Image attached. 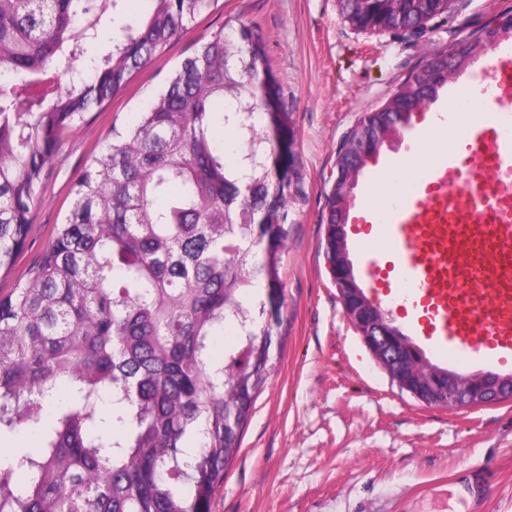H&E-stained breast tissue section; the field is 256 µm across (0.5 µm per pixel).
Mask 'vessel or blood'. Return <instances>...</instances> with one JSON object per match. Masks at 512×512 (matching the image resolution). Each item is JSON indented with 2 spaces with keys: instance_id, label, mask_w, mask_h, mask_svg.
Masks as SVG:
<instances>
[{
  "instance_id": "1",
  "label": "vessel or blood",
  "mask_w": 512,
  "mask_h": 512,
  "mask_svg": "<svg viewBox=\"0 0 512 512\" xmlns=\"http://www.w3.org/2000/svg\"><path fill=\"white\" fill-rule=\"evenodd\" d=\"M495 73L498 92L471 128L468 156L434 167L383 230L430 335L512 355V57Z\"/></svg>"
}]
</instances>
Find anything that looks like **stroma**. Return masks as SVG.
<instances>
[{"mask_svg": "<svg viewBox=\"0 0 512 512\" xmlns=\"http://www.w3.org/2000/svg\"><path fill=\"white\" fill-rule=\"evenodd\" d=\"M512 0H456L453 11L410 40L352 27L337 0H216L112 102L86 113L47 164L31 229L14 267L0 272V294L37 264L71 203V187L100 154L112 128L136 122L166 77L212 33L257 27L283 90L294 131L293 183L283 253L282 305L272 321L275 367L242 432L212 512H512V399L451 410L401 390L348 320L325 257L328 195L336 151L362 113L381 106L414 73L452 53ZM512 54V39L479 52L450 78L428 112H444L471 74ZM426 112L413 114L398 137L382 145L353 190L368 194L386 166L411 155L438 164L445 155L425 139ZM349 257L367 297L433 364L462 374L512 375V361L478 348L444 352L416 328L411 301L378 296L366 252L347 223ZM477 471L487 493L460 498L457 473Z\"/></svg>", "mask_w": 512, "mask_h": 512, "instance_id": "obj_1", "label": "stroma"}]
</instances>
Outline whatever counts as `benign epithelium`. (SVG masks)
<instances>
[{"label": "benign epithelium", "instance_id": "1", "mask_svg": "<svg viewBox=\"0 0 512 512\" xmlns=\"http://www.w3.org/2000/svg\"><path fill=\"white\" fill-rule=\"evenodd\" d=\"M512 33V14L500 17L484 35V42L495 45ZM336 209L343 210V201L353 186L358 171L355 164L336 163ZM341 225L327 226L326 255L330 264L333 282L344 310L363 342L378 363L397 384L416 399L431 405L448 408L483 404L500 397L502 390H512V377H501L486 373L468 377L448 373L445 385H430L429 378L435 369L422 362L406 365L399 358L394 339L398 333L382 313L369 308V302L361 288L351 276L352 264L348 256L345 235L339 231Z\"/></svg>", "mask_w": 512, "mask_h": 512}]
</instances>
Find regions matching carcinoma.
Wrapping results in <instances>:
<instances>
[{"label": "carcinoma", "mask_w": 512, "mask_h": 512, "mask_svg": "<svg viewBox=\"0 0 512 512\" xmlns=\"http://www.w3.org/2000/svg\"><path fill=\"white\" fill-rule=\"evenodd\" d=\"M127 2L0 0V74L16 78L0 85V269L65 132L216 0H151L86 80L83 43ZM339 7L396 34L443 15L428 0ZM447 82L412 75L378 111L404 127ZM290 132L262 34L221 30L76 176L53 244L0 295V437L37 436L0 460V512H211L273 367L262 317L282 294ZM229 325L236 338L215 358Z\"/></svg>", "instance_id": "cac0c4a2"}]
</instances>
